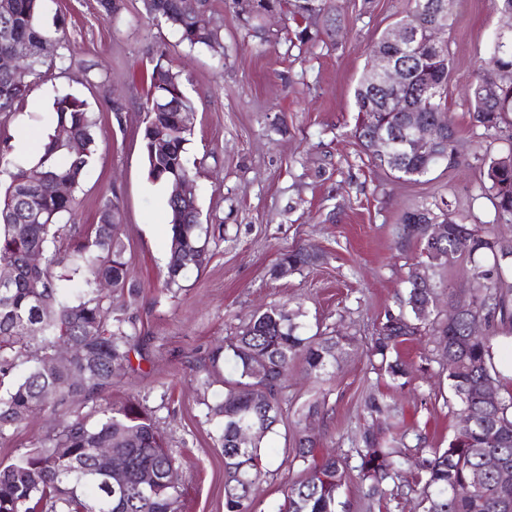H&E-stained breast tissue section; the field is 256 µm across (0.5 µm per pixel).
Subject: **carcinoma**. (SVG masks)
Listing matches in <instances>:
<instances>
[{
  "instance_id": "obj_1",
  "label": "carcinoma",
  "mask_w": 512,
  "mask_h": 512,
  "mask_svg": "<svg viewBox=\"0 0 512 512\" xmlns=\"http://www.w3.org/2000/svg\"><path fill=\"white\" fill-rule=\"evenodd\" d=\"M412 11L398 25L415 27L435 21L451 26V14L437 12L438 0H412ZM268 6L289 16L298 28L300 41L314 35L311 21L329 12L330 0H268ZM43 0H0V57L12 53L21 41L30 47L19 68L0 69V112L21 106L33 85L42 78V65L58 55L59 39L42 21ZM148 18L174 29L189 47L219 45V27L209 9L192 14L181 0H151ZM393 53L407 64V88L419 94L426 122L454 123L444 99L450 55L438 56L415 42L404 49L380 37L370 50ZM498 67L512 70V46L491 45L474 73L470 88L476 138L486 140L512 118V82L489 102L480 91L483 71ZM143 129V150L148 176L154 182L171 183L178 175L192 184L184 197H170L169 260L162 287H182L194 270L208 262L209 227L202 224L197 183L188 170L185 145L190 129L178 124L181 113L193 111L183 91L181 74L173 70L165 53L152 59ZM357 112L362 115L355 137L364 151L378 130H394L407 119L404 112L386 108L383 97L365 82L355 89ZM55 127L65 126L69 138L83 151L73 153L52 133L42 145L38 160L28 169L17 168L10 158L8 137L0 138V176H7L0 194V269L14 267L20 274L8 288H0V440L23 425L36 410L58 416V424L39 446L17 454L0 465V512H180L177 486L168 482L174 457L167 448L154 411L136 398L119 406L98 407L89 412L81 406L96 402L112 388L114 373L131 367L140 332L124 309L112 307L111 293L119 291L134 303L138 286L129 278L126 247L121 236L118 199L107 201L99 221L72 235L61 219L72 214L74 196H62L57 186L72 191L83 181L95 144L97 119L85 100L62 94L52 104ZM167 131V151H153V135ZM450 144L423 154L403 144L392 145L394 161L374 158L376 164L412 180L426 175L440 162L456 167L463 157L456 127ZM470 166L483 176L481 189L492 204L494 224H512V147L491 156L478 150ZM446 225L443 237L433 239L425 225ZM25 233L17 232L18 226ZM397 244L405 249L419 246L430 267L442 270L458 259L470 261L467 273L473 287L464 294L448 293L462 312L454 322L441 317L438 302L447 285L443 278L418 280L409 275L399 311L385 314L366 353L379 359L380 367L398 382L414 372V366L392 357L399 345L428 332L441 351L442 373L454 401L451 412L473 418L470 428L448 440L446 448H423L414 460L400 455L382 434L369 426L356 449L358 478L364 497L380 510H390L395 489L410 466L412 483L421 498L423 512H512V479L504 482L490 462L512 465V393L497 394V403L482 398L483 385L498 382L493 362L492 336L495 320H512V243L476 224H467L454 213L421 205L402 217ZM31 251L43 256L31 268L25 258ZM317 256L304 248L279 257L275 273L286 267L299 271L314 264ZM68 262L65 274L56 269ZM107 284L109 289L101 288ZM300 309L270 305L253 313L233 336L211 354V368L204 384L221 377L219 363H232L238 379L224 380V394L206 404V416L214 423L215 441L224 454V512H253L257 482L265 467L264 440L273 433L279 417L283 383L295 361L316 379L335 372L343 354L356 348L352 336H304ZM476 320L486 332H473ZM37 348L41 358H29ZM71 349L65 364L56 362L59 349ZM320 405L303 406L294 414L297 429L294 458L306 463L284 494L278 512H338L342 487L349 478L348 458L327 455L316 458L314 442L306 434L309 420ZM363 410L372 418L388 420L393 404L382 396L367 395ZM255 427V436L238 445L240 426ZM112 449V471L123 482L107 484L96 468L97 448ZM149 469L156 480L152 488L140 486L138 475Z\"/></svg>"
}]
</instances>
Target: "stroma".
<instances>
[{
	"mask_svg": "<svg viewBox=\"0 0 512 512\" xmlns=\"http://www.w3.org/2000/svg\"><path fill=\"white\" fill-rule=\"evenodd\" d=\"M411 0H333L320 16L316 40L299 41L288 16L270 22L269 42L241 26L225 0H210L220 28V50L181 43L171 28L153 25L143 0H122L120 15L105 19L96 0H44V22L57 29L60 48L47 62L21 111L0 116V132L40 137L53 122L55 96L74 94L97 119L96 147L75 191L71 220L81 230L97 223L102 204L118 197L129 273L141 292L130 312L143 338L132 372L117 374L106 403L137 396L154 410L175 458L182 512H224V455L212 437L202 384L210 351L269 304L301 308L305 335H349L359 350L344 357L334 377L321 382L294 365L281 394L282 419L265 441V468L254 512H278L288 484L303 464L292 452L294 409L324 399L308 433L318 451H338L356 465V450L370 419L361 410L367 392L394 398L398 417L412 430L402 453L444 448L460 429L448 407L447 381L428 339L405 342L401 356L420 370L397 386L376 370L365 349L414 269H426L419 247L399 250L403 213L422 204H451L467 223L492 220L478 170L436 166L416 181L399 180L377 166L355 138L354 90L377 37L411 8ZM448 41L451 72L447 104L464 152L477 149L468 106L474 71L505 19L491 0H455ZM180 71L194 110L186 144L199 186V207L222 228L210 259L182 288L165 290L169 255L170 186L147 171L142 132L148 85L157 52ZM125 108L111 122L110 100ZM318 252L316 265L277 277L286 250ZM56 424L35 414L7 440L0 462L33 447Z\"/></svg>",
	"mask_w": 512,
	"mask_h": 512,
	"instance_id": "35a3bbf8",
	"label": "stroma"
}]
</instances>
